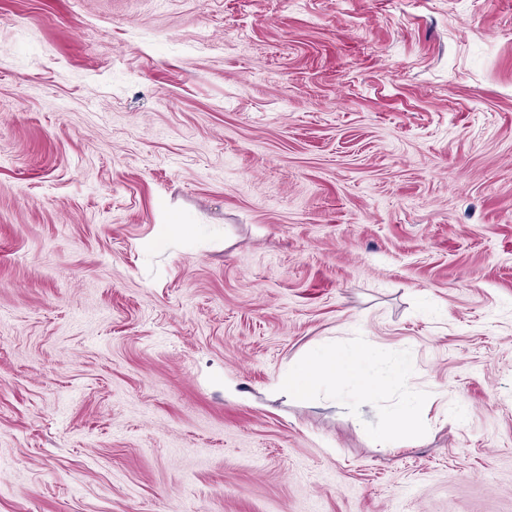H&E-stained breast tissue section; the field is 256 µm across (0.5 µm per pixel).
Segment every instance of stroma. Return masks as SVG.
Listing matches in <instances>:
<instances>
[{"mask_svg": "<svg viewBox=\"0 0 512 512\" xmlns=\"http://www.w3.org/2000/svg\"><path fill=\"white\" fill-rule=\"evenodd\" d=\"M0 512H512V0H0ZM380 353L378 346L370 343L346 352L324 349L292 367L279 378L278 386L288 394L303 396L337 382L354 387L367 402L387 389V378L371 371ZM429 401L419 394L405 395L394 412L372 427L376 445L387 450L395 448L400 439L407 441L419 438L428 428Z\"/></svg>", "mask_w": 512, "mask_h": 512, "instance_id": "stroma-1", "label": "stroma"}]
</instances>
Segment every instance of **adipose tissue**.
Listing matches in <instances>:
<instances>
[{
	"mask_svg": "<svg viewBox=\"0 0 512 512\" xmlns=\"http://www.w3.org/2000/svg\"><path fill=\"white\" fill-rule=\"evenodd\" d=\"M379 357L378 346L369 343L346 352L325 349L292 367L279 378L278 386L288 394L303 396L321 386L341 383L355 388L362 399L375 398L387 389L386 377L371 370ZM429 411L426 398L414 393L405 395L394 412L373 427L376 445L387 450L399 440L419 438L428 428Z\"/></svg>",
	"mask_w": 512,
	"mask_h": 512,
	"instance_id": "ef3b65f1",
	"label": "adipose tissue"
}]
</instances>
